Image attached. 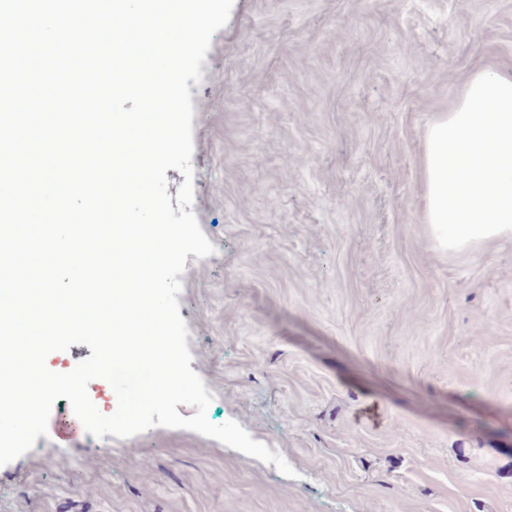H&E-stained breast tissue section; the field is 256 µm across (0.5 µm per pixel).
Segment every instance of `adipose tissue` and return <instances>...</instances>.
<instances>
[{
	"label": "adipose tissue",
	"instance_id": "obj_1",
	"mask_svg": "<svg viewBox=\"0 0 512 512\" xmlns=\"http://www.w3.org/2000/svg\"><path fill=\"white\" fill-rule=\"evenodd\" d=\"M425 217L433 243L465 249L512 237V78L475 72L424 133Z\"/></svg>",
	"mask_w": 512,
	"mask_h": 512
}]
</instances>
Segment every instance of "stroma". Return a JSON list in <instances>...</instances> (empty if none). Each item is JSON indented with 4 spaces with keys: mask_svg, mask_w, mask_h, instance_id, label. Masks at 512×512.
Masks as SVG:
<instances>
[{
    "mask_svg": "<svg viewBox=\"0 0 512 512\" xmlns=\"http://www.w3.org/2000/svg\"><path fill=\"white\" fill-rule=\"evenodd\" d=\"M488 68L512 0H234L194 109L215 246L177 300L210 423L55 434L0 466V512H512V238L437 248L424 132Z\"/></svg>",
    "mask_w": 512,
    "mask_h": 512,
    "instance_id": "stroma-1",
    "label": "stroma"
}]
</instances>
